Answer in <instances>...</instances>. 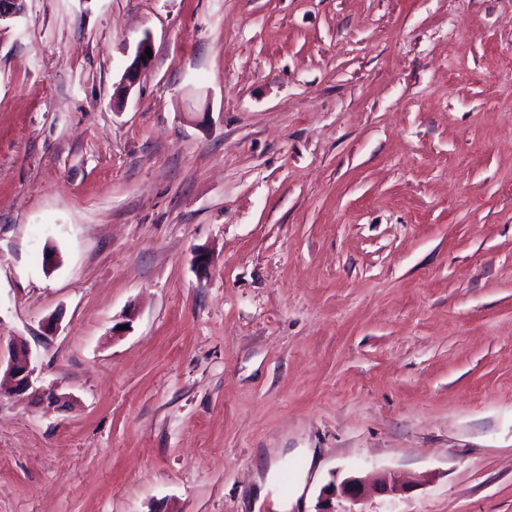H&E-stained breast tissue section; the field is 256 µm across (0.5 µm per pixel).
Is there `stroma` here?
<instances>
[{
    "label": "stroma",
    "instance_id": "obj_1",
    "mask_svg": "<svg viewBox=\"0 0 512 512\" xmlns=\"http://www.w3.org/2000/svg\"><path fill=\"white\" fill-rule=\"evenodd\" d=\"M511 59L512 0H24L0 512H512ZM146 48H150L152 51V46L149 39H144L139 42L136 48L135 58L132 64L128 67L124 77L125 94L129 93L133 86L137 83L141 70L145 68L151 60V57L145 54ZM3 368V375L9 381L10 387L24 390L31 386L34 369L31 367L30 352L26 347L20 345L9 349L6 365L0 348V378ZM407 485L408 483L391 474H383L371 480L350 475L339 485L330 483L324 487L318 510L315 512H360L352 507L338 511L333 500L345 501L354 506L362 499L372 495L396 496L404 492Z\"/></svg>",
    "mask_w": 512,
    "mask_h": 512
}]
</instances>
